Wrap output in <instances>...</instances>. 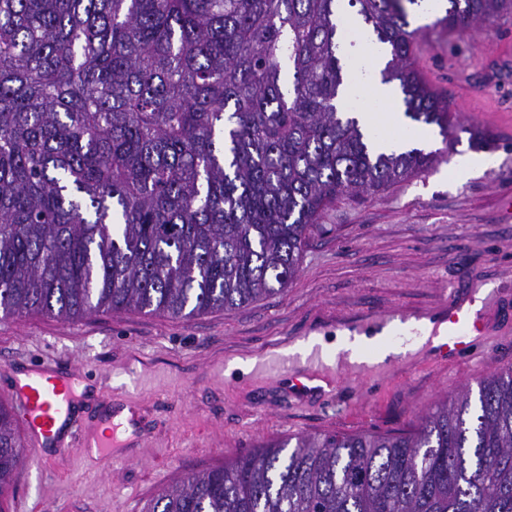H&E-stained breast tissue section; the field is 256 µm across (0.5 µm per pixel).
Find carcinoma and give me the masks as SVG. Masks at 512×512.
Returning <instances> with one entry per match:
<instances>
[{"mask_svg":"<svg viewBox=\"0 0 512 512\" xmlns=\"http://www.w3.org/2000/svg\"><path fill=\"white\" fill-rule=\"evenodd\" d=\"M424 0H0V318L188 319L294 278L320 211L428 169L339 106L354 9L404 115L457 130L415 66ZM467 30L512 0H447ZM24 459L0 405V512ZM144 512H512V367L396 434L301 435L175 481Z\"/></svg>","mask_w":512,"mask_h":512,"instance_id":"cac0c4a2","label":"carcinoma"}]
</instances>
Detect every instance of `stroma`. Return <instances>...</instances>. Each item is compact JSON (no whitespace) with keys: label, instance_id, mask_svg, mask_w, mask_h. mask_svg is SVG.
Masks as SVG:
<instances>
[{"label":"stroma","instance_id":"35a3bbf8","mask_svg":"<svg viewBox=\"0 0 512 512\" xmlns=\"http://www.w3.org/2000/svg\"><path fill=\"white\" fill-rule=\"evenodd\" d=\"M418 28L415 65L462 125L452 141L427 126L425 172L378 192H350L321 213L284 292L190 319L137 311L62 321L41 314L0 319V404L10 369L58 360L98 399L143 409L141 437L124 461L74 453L46 470L25 456L13 500L31 512H143L160 489L223 464L266 440L305 434L396 433L465 384L512 366V12L481 29ZM487 133L494 163L465 181L451 160L475 153L468 127ZM492 331L471 359L441 363L432 344L388 359L379 377H336V402L299 398L289 374L255 380L233 371L278 340L333 342L370 315L439 323L449 294L482 299Z\"/></svg>","mask_w":512,"mask_h":512}]
</instances>
